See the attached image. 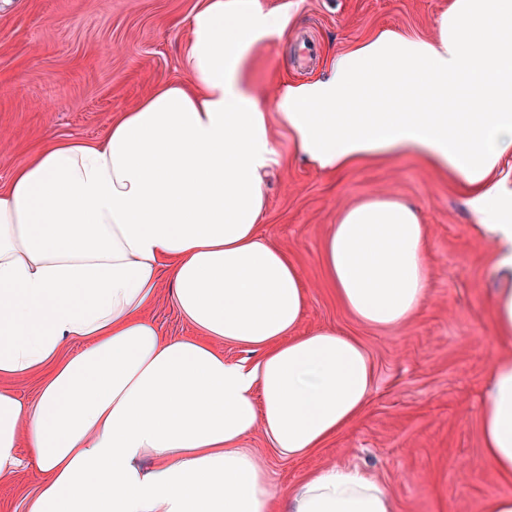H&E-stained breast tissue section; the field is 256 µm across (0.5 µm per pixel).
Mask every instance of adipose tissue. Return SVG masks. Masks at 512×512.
I'll return each instance as SVG.
<instances>
[{"instance_id": "ef3b65f1", "label": "adipose tissue", "mask_w": 512, "mask_h": 512, "mask_svg": "<svg viewBox=\"0 0 512 512\" xmlns=\"http://www.w3.org/2000/svg\"><path fill=\"white\" fill-rule=\"evenodd\" d=\"M288 22L260 0H199L183 80L156 85L103 140H50L0 188V479L34 470L24 512H272L278 492L248 434L300 456L364 410L365 349L331 329L298 334L299 272L257 230L273 121L329 173L417 152L459 177L512 281V183L499 175L512 163V0H449L426 38L382 30L333 55L325 77L278 84L269 111L243 75ZM322 262L366 324L425 306V229L399 197L343 209ZM164 284L193 335L148 317ZM490 322L501 352L483 453L511 480L512 284ZM227 343L261 356L225 359ZM24 375L39 379L31 403L9 386ZM285 512L395 503L369 472L334 466L291 489Z\"/></svg>"}]
</instances>
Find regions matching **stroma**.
Segmentation results:
<instances>
[{
  "label": "stroma",
  "instance_id": "1",
  "mask_svg": "<svg viewBox=\"0 0 512 512\" xmlns=\"http://www.w3.org/2000/svg\"><path fill=\"white\" fill-rule=\"evenodd\" d=\"M197 0H0V187L48 138L103 139L113 118L161 81L182 79L184 19ZM290 16L282 37L252 56L250 94L272 107L284 79L323 75L332 53L383 28L427 37L448 0H261ZM320 43L299 64L295 39ZM277 161L266 175L260 234L300 271L308 292L298 328H331L366 349L375 385L365 412L308 455L288 459L261 431L245 440L285 492L325 466H357L390 490L396 512H484L512 492L483 455L480 413L499 347L489 308L500 285L493 245L477 226L458 178L422 156H383L328 175L296 154L291 131L271 127ZM394 195L414 204L428 230L427 302L410 322L372 327L337 299L320 259L329 224L363 198Z\"/></svg>",
  "mask_w": 512,
  "mask_h": 512
}]
</instances>
